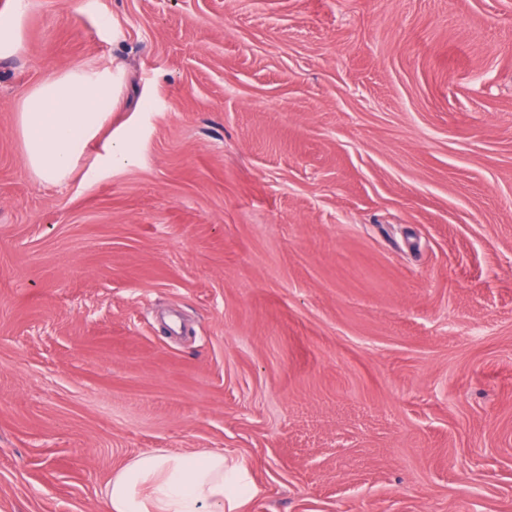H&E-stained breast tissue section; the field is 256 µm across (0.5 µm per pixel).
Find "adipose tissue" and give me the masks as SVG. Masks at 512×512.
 Returning a JSON list of instances; mask_svg holds the SVG:
<instances>
[{
	"label": "adipose tissue",
	"mask_w": 512,
	"mask_h": 512,
	"mask_svg": "<svg viewBox=\"0 0 512 512\" xmlns=\"http://www.w3.org/2000/svg\"><path fill=\"white\" fill-rule=\"evenodd\" d=\"M113 97L110 72L80 65L34 86L17 112L31 173L47 184L65 180L107 123ZM255 492L247 470L222 454L157 449L122 466L105 496L109 512H243Z\"/></svg>",
	"instance_id": "ef3b65f1"
}]
</instances>
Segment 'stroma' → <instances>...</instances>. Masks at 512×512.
I'll return each mask as SVG.
<instances>
[{"label": "stroma", "mask_w": 512, "mask_h": 512, "mask_svg": "<svg viewBox=\"0 0 512 512\" xmlns=\"http://www.w3.org/2000/svg\"><path fill=\"white\" fill-rule=\"evenodd\" d=\"M0 58V512L139 453L246 512H512V0H25ZM116 65L62 183L44 78ZM113 97L112 73L80 65L34 86L17 112L31 173L47 184L65 180L107 123ZM103 149L105 152V160L110 167H112V164L119 166L132 163V157L122 139H112L111 135L105 142Z\"/></svg>", "instance_id": "stroma-1"}]
</instances>
